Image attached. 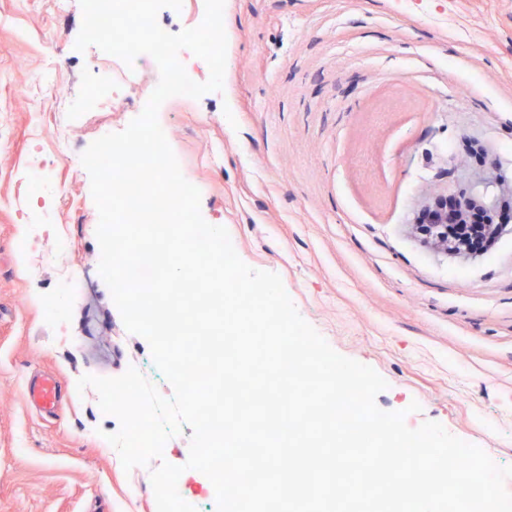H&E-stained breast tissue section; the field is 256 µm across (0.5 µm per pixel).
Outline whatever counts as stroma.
I'll return each mask as SVG.
<instances>
[{
    "instance_id": "obj_1",
    "label": "stroma",
    "mask_w": 512,
    "mask_h": 512,
    "mask_svg": "<svg viewBox=\"0 0 512 512\" xmlns=\"http://www.w3.org/2000/svg\"><path fill=\"white\" fill-rule=\"evenodd\" d=\"M67 2L0 0V512H157L149 468L124 470L106 439L118 419L77 388L152 360L98 271L90 180L57 165L41 203L28 197L56 126L81 155L127 127L154 74L140 101L87 106L110 57L76 50L82 8ZM224 28L222 91L158 114L202 215L387 381L380 409L512 466V230L462 259L411 224L454 160L512 169V0H225ZM213 153L219 165H199ZM45 374L60 381L50 416L27 396Z\"/></svg>"
}]
</instances>
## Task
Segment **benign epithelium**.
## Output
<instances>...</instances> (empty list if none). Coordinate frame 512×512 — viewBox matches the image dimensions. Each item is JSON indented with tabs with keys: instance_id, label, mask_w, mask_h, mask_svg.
I'll list each match as a JSON object with an SVG mask.
<instances>
[{
	"instance_id": "7a95c632",
	"label": "benign epithelium",
	"mask_w": 512,
	"mask_h": 512,
	"mask_svg": "<svg viewBox=\"0 0 512 512\" xmlns=\"http://www.w3.org/2000/svg\"><path fill=\"white\" fill-rule=\"evenodd\" d=\"M456 179L431 188L413 220L425 243L460 258L500 235L502 210L512 208V174L494 159L460 160ZM483 213L484 223H469L472 212Z\"/></svg>"
}]
</instances>
